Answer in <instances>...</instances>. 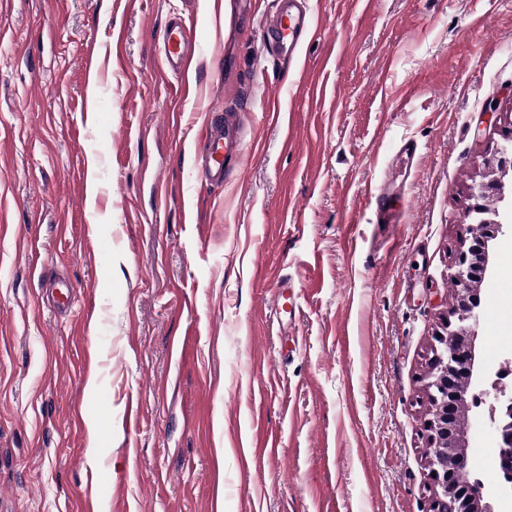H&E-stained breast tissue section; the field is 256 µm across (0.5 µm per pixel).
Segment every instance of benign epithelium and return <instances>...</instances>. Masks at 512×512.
<instances>
[{
	"instance_id": "obj_1",
	"label": "benign epithelium",
	"mask_w": 512,
	"mask_h": 512,
	"mask_svg": "<svg viewBox=\"0 0 512 512\" xmlns=\"http://www.w3.org/2000/svg\"><path fill=\"white\" fill-rule=\"evenodd\" d=\"M493 190L494 185L483 183L472 189V198L477 200L472 212L477 215L478 223L493 225L495 233L499 234L503 230L499 212L491 211L482 204ZM478 260L482 267H487L488 241L477 233L469 247L456 257L453 280L458 287V300L451 311L457 320L456 329L451 331L450 337L444 338L425 377L432 402L431 418L428 419L430 425L426 426L432 443L428 466L436 474L435 485L441 489V496L433 504V512H463V495L474 499L471 512H492L490 503L484 501L480 485L470 480L466 470L454 465V459L461 451L458 419L459 397L463 391L471 392V398L478 405L485 402V397L493 396L489 421L497 437V467L506 473V478L512 477V423L504 415V411L512 407V394H507L505 386L497 378L490 383V389L479 388L484 373L476 364L472 347L464 343L466 335L474 334L478 321V300L472 271Z\"/></svg>"
}]
</instances>
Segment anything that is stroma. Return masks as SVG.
I'll use <instances>...</instances> for the list:
<instances>
[{
  "label": "stroma",
  "mask_w": 512,
  "mask_h": 512,
  "mask_svg": "<svg viewBox=\"0 0 512 512\" xmlns=\"http://www.w3.org/2000/svg\"><path fill=\"white\" fill-rule=\"evenodd\" d=\"M278 2L0 0V512H432L424 375L471 189L512 140V0H306L293 58L254 36ZM174 17L187 97L159 51ZM231 109L213 184L200 132ZM495 207L472 340L493 369ZM487 417L469 409L463 446L488 492ZM371 203L377 215V223L383 220L380 224H395L396 219L391 205L390 185H384L376 188L371 193Z\"/></svg>",
  "instance_id": "stroma-1"
}]
</instances>
